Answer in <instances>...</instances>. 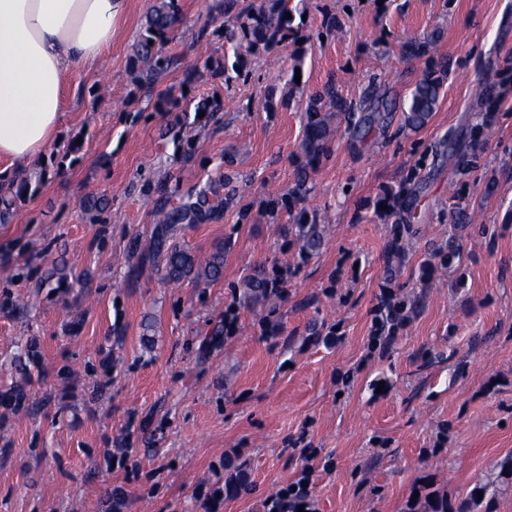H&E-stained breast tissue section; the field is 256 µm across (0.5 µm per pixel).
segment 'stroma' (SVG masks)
Here are the masks:
<instances>
[{"instance_id":"35a3bbf8","label":"stroma","mask_w":512,"mask_h":512,"mask_svg":"<svg viewBox=\"0 0 512 512\" xmlns=\"http://www.w3.org/2000/svg\"><path fill=\"white\" fill-rule=\"evenodd\" d=\"M152 4L127 0L101 68L71 72L59 138L0 223V512H112L117 495L122 512H264L306 465L318 512H512V0H288L297 41L254 50L243 77L189 85L179 70L134 78ZM222 4L178 0L165 52L223 60L220 34L190 42ZM328 15L336 35L321 41ZM408 34L434 37L452 63L415 132L402 126L422 73L401 50ZM331 78L355 102L387 93L393 120L356 146L326 111L332 155L300 165L308 98ZM491 80L509 93L475 146L469 106ZM213 93L222 112L189 111ZM455 139L478 157L464 187ZM228 154L223 215L173 228L198 259L223 250V271L167 284L145 258L156 223L144 189L164 182L178 205ZM414 166L427 236L402 280L419 283L429 240L463 216L488 233L462 236V266L427 289L383 356L368 338L392 221L367 202ZM300 180L326 230L307 261L287 213L263 212ZM93 198L102 211H88ZM258 267L287 284L248 303ZM24 295L37 303L22 314Z\"/></svg>"}]
</instances>
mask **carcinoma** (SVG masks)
I'll use <instances>...</instances> for the list:
<instances>
[{"label": "carcinoma", "instance_id": "obj_1", "mask_svg": "<svg viewBox=\"0 0 512 512\" xmlns=\"http://www.w3.org/2000/svg\"><path fill=\"white\" fill-rule=\"evenodd\" d=\"M288 13L287 0H249L242 5L241 0H224V20L220 22L218 31L227 40L242 38L247 49L242 45L236 46L237 61L228 67L217 66L212 69V76L224 77L228 69L242 75L241 60L244 53L252 52L262 47L271 49L288 41L294 32L293 19L286 17ZM179 24V8L176 0H154L146 17L143 33L137 43L135 57L138 61L148 64V80L153 81L159 75L180 68V59L163 52L162 47L168 41L169 35ZM431 41L415 37L402 43L403 54L423 60L424 68L421 78L416 82L403 112L404 125L412 130L425 126L434 112L440 90L448 76L450 65L443 59H438L432 53ZM490 92L486 85L476 87L473 93L471 109L480 118V122L472 128L473 137H483L493 126L489 110ZM224 102L219 94L199 101L194 111L221 112ZM332 109L347 115V131L352 139L362 137L363 127L369 123H382L385 116L378 106L366 102L362 106L344 99L336 89V81L330 80L321 90L310 96L307 109V124L305 138L301 144V154L311 165H318L330 157L328 142L333 131L325 124L321 111ZM363 115L356 116V111ZM225 172L211 181L209 191L201 192L196 197L177 207H169L168 199L161 190L146 192V200L152 206L156 223L160 224L149 258L156 262L162 275L170 283H179L193 276L196 278L218 279L224 266L221 253H214L205 264L196 263L195 256L189 248L169 239L167 228L174 224H202L218 218L224 212V194L220 188L224 181L230 179L234 160L224 159ZM306 190L303 185L296 187L270 200V214L285 211L296 220L299 253L304 258L318 254L325 242L323 225L308 219L301 203ZM387 206L381 210L380 205ZM376 211H381L394 219L391 238L385 247L386 267L383 274V288L374 309V330L369 337V347L385 356L393 352L397 336L410 317L423 303L424 296L416 297L410 291V284L401 283L396 279L399 268L405 266L410 259V249L413 241L419 236V228L407 223L405 214L409 209L410 200L405 190L398 192L385 191L372 201ZM462 264V246L451 237L445 245H431L427 250V258L421 265L424 287H431V281L437 273L448 271L451 265ZM285 287V279L278 273L268 274L258 272L245 283L247 294L252 299L264 298L278 293Z\"/></svg>", "mask_w": 512, "mask_h": 512}]
</instances>
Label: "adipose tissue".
I'll list each match as a JSON object with an SVG mask.
<instances>
[{
	"mask_svg": "<svg viewBox=\"0 0 512 512\" xmlns=\"http://www.w3.org/2000/svg\"><path fill=\"white\" fill-rule=\"evenodd\" d=\"M125 0H0V159L21 170L55 142L66 81L99 67Z\"/></svg>",
	"mask_w": 512,
	"mask_h": 512,
	"instance_id": "obj_1",
	"label": "adipose tissue"
}]
</instances>
